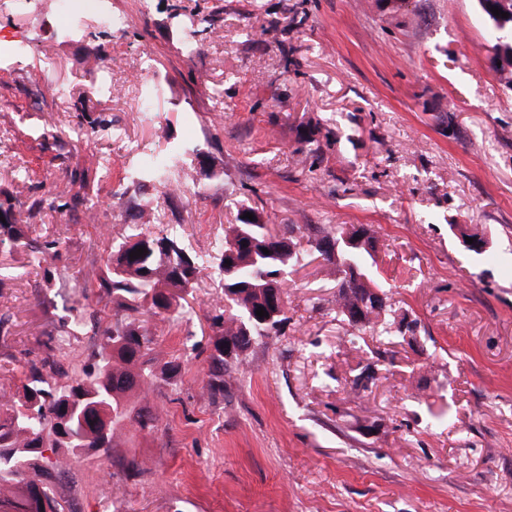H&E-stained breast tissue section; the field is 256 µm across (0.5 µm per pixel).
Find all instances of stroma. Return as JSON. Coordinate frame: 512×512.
Returning a JSON list of instances; mask_svg holds the SVG:
<instances>
[{
	"mask_svg": "<svg viewBox=\"0 0 512 512\" xmlns=\"http://www.w3.org/2000/svg\"><path fill=\"white\" fill-rule=\"evenodd\" d=\"M49 2L0 11V131L17 138L30 199L82 177L98 221L81 204L36 213L30 236L63 247L49 289L42 269L0 249V384L18 383L73 279L145 207L161 212L152 232L176 228L202 255L244 205L279 232L371 225L395 308L420 336L415 348L351 340L336 279L311 256L286 277L283 335L230 362L215 397L205 382L224 292L202 268L191 315L148 320L160 361L181 366L131 398L159 412L156 428L73 461L55 481L66 512H512V90L490 68L497 34L476 0H410L395 18L375 0H109L128 20L118 31L90 13L62 22ZM192 15L213 32L188 56ZM146 57L149 113L90 72L116 65L132 89ZM54 85L67 97L46 96ZM80 118L108 125L42 149L46 128ZM309 127L311 168L293 154ZM137 144L179 154L178 196L129 179ZM94 156L111 158L109 173H85ZM455 224L484 229L496 262L466 252ZM372 361L374 383L351 400ZM132 457L144 470L130 478Z\"/></svg>",
	"mask_w": 512,
	"mask_h": 512,
	"instance_id": "stroma-1",
	"label": "stroma"
}]
</instances>
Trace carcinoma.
Listing matches in <instances>:
<instances>
[{
	"instance_id": "1",
	"label": "carcinoma",
	"mask_w": 512,
	"mask_h": 512,
	"mask_svg": "<svg viewBox=\"0 0 512 512\" xmlns=\"http://www.w3.org/2000/svg\"><path fill=\"white\" fill-rule=\"evenodd\" d=\"M481 12L492 27V8L508 13L512 25V0H486ZM211 32L206 17L191 19L190 44ZM172 162L168 154H153L150 181L166 188L171 183ZM19 184L0 190V247L23 251L36 263L51 266L60 258L59 241L42 243L29 238L26 228L35 208L55 209L59 198L71 203L80 200L73 185L57 186L46 198L30 205L22 201L20 184L28 181V171H17ZM288 225L281 236L258 219L230 224L224 238L214 246L218 260L216 275L224 288V314L212 341L211 371L206 388L212 395L224 393V370L254 343H267L282 335L288 323L285 306L272 304V293L283 294L287 270L302 259V237ZM322 257L324 267L338 275L336 313L357 334L366 333L387 340L397 339L412 347L418 342V321L394 309L391 296L379 282L378 271L366 264L365 256L376 251L375 237L364 226L328 225L307 239ZM143 248L137 259L130 252ZM269 253H264V250ZM230 264H225V261ZM202 257L186 250L180 237L169 232L153 233L137 224L112 243L103 265L91 267L75 279L72 304L59 317L60 331L42 343L44 356L26 362L27 370L16 388L0 389V512H38L39 498L28 481V465L47 462L59 474L79 457L76 449L109 450L129 426L151 431L159 416L151 411L133 412L127 397L151 388L158 380L177 377L179 366L170 364L156 374L153 334L145 326V316H160L177 310V300L194 287ZM113 304L123 319L100 326V342L87 361L73 374L62 371L55 352L76 338L94 314L88 312L90 286ZM264 309L268 316L259 317ZM375 380L371 366L353 380L351 393L359 397Z\"/></svg>"
}]
</instances>
